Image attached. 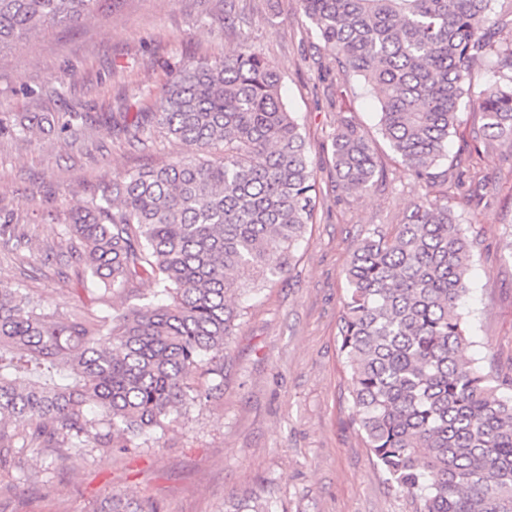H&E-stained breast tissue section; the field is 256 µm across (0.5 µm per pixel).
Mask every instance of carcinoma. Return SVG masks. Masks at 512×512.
<instances>
[{"instance_id": "carcinoma-1", "label": "carcinoma", "mask_w": 512, "mask_h": 512, "mask_svg": "<svg viewBox=\"0 0 512 512\" xmlns=\"http://www.w3.org/2000/svg\"><path fill=\"white\" fill-rule=\"evenodd\" d=\"M101 0H0V54L48 27L93 17ZM345 82L375 94L379 126L426 193L400 223L366 229L345 270L338 324L351 376L352 424L375 463L420 512H512V379L496 385L462 358L459 311L474 241L448 205L460 180L448 138L462 106L483 139L512 147V0H298ZM493 63V79L473 72ZM282 75L251 45L170 69L161 112L122 131L160 135L191 154L101 184L71 210L51 254L83 268L105 295L154 279L160 303L120 313H59L0 279V470L20 438L76 455L127 453L218 389L191 374H224V345L241 311L231 298L291 270L313 223L319 188ZM67 144L89 116H44ZM33 126L0 119V137ZM336 178L373 185L369 139L343 118L332 136ZM0 244L21 254L25 232L0 222ZM89 512H161L153 500L107 493Z\"/></svg>"}]
</instances>
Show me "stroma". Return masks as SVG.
Listing matches in <instances>:
<instances>
[{
	"instance_id": "35a3bbf8",
	"label": "stroma",
	"mask_w": 512,
	"mask_h": 512,
	"mask_svg": "<svg viewBox=\"0 0 512 512\" xmlns=\"http://www.w3.org/2000/svg\"><path fill=\"white\" fill-rule=\"evenodd\" d=\"M233 26L217 28L224 0H127L76 28H52L0 54V116L86 112L82 148L53 128L25 142L0 140V217L31 239L23 256L0 246V278L67 312L121 308L122 294L85 289L73 267L47 257L72 207L102 180L186 154L163 138L149 146L114 129L123 113L156 112L170 68L223 58L245 41L281 72L322 190L289 273L243 293L242 316L224 350L222 389L171 422L160 445L126 454L73 456L56 448L15 449L0 471V512H89L107 492L157 501L162 512H419L389 486L350 424V376L339 352L345 269L368 225L399 223L419 200L379 131L377 103L362 83L343 91L321 71L319 42L297 0H234ZM373 141L382 182L359 195L336 185L331 137L341 117ZM484 180L467 205L473 177ZM448 203L476 240L461 312L465 356L491 377H512V149L482 151L475 171L449 187Z\"/></svg>"
}]
</instances>
